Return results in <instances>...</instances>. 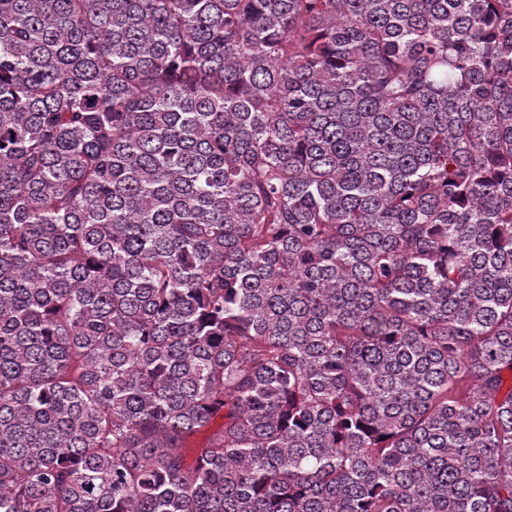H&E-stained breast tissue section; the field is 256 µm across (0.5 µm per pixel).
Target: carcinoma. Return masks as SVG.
I'll use <instances>...</instances> for the list:
<instances>
[{"label": "carcinoma", "mask_w": 512, "mask_h": 512, "mask_svg": "<svg viewBox=\"0 0 512 512\" xmlns=\"http://www.w3.org/2000/svg\"><path fill=\"white\" fill-rule=\"evenodd\" d=\"M0 512H512V0H0Z\"/></svg>", "instance_id": "carcinoma-1"}]
</instances>
